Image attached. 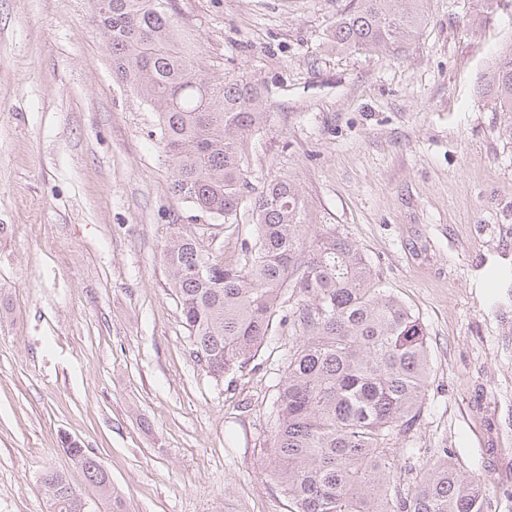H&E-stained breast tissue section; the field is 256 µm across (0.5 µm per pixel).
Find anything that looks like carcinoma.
<instances>
[{
  "label": "carcinoma",
  "mask_w": 512,
  "mask_h": 512,
  "mask_svg": "<svg viewBox=\"0 0 512 512\" xmlns=\"http://www.w3.org/2000/svg\"><path fill=\"white\" fill-rule=\"evenodd\" d=\"M94 0L112 72L159 114L157 149L174 171L172 196L226 224L249 203L256 233L237 261L202 251L173 227L164 249L191 355L218 380L247 369L274 327L280 292L298 306L288 322L299 344L278 383L268 448L270 473L292 512H486L481 482L439 457L412 489L395 482L390 441L421 420L431 354L420 318L381 287L370 262L336 234L303 249L304 200L282 176L247 198L248 139L264 120L265 95L244 77L209 78L181 39L170 0ZM424 0H353L326 34L341 51L397 50L413 36ZM489 91L512 112V46L500 50ZM207 263L199 276L195 269ZM86 481L123 512L98 458L71 443ZM42 476L50 512H88L65 474Z\"/></svg>",
  "instance_id": "cac0c4a2"
}]
</instances>
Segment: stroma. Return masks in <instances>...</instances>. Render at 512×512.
Masks as SVG:
<instances>
[{
  "instance_id": "obj_1",
  "label": "stroma",
  "mask_w": 512,
  "mask_h": 512,
  "mask_svg": "<svg viewBox=\"0 0 512 512\" xmlns=\"http://www.w3.org/2000/svg\"><path fill=\"white\" fill-rule=\"evenodd\" d=\"M347 0H171L207 76L267 90L251 187L290 177L305 245L353 241L419 315L432 372L420 426L392 440L401 487L448 456L512 512V112L486 90L512 0H425L397 56L339 53ZM93 0H0V512H48L44 469L108 512H290L267 468L271 404L298 338L275 325L244 372L194 362L163 258L173 197L158 114L112 75ZM68 454L81 468L86 481L94 487L100 496L109 504L110 512H123V504L120 495L112 488V481H108L100 470L97 462H100L93 453L85 448H78L71 443L66 448Z\"/></svg>"
}]
</instances>
